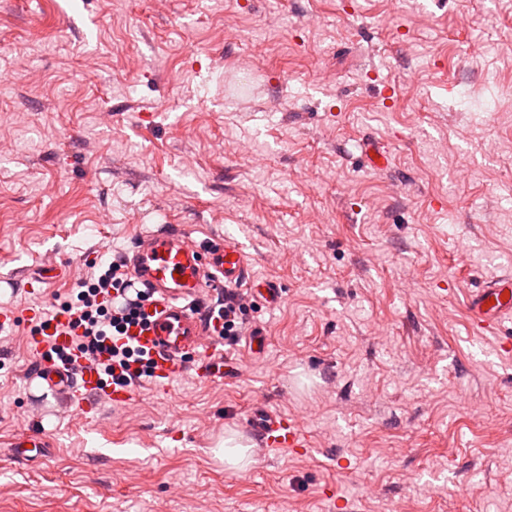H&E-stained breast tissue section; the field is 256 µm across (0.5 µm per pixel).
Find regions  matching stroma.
<instances>
[{"label": "stroma", "instance_id": "stroma-1", "mask_svg": "<svg viewBox=\"0 0 512 512\" xmlns=\"http://www.w3.org/2000/svg\"><path fill=\"white\" fill-rule=\"evenodd\" d=\"M164 224L278 285L261 353L67 415L29 311ZM509 272L512 0H0V512H512V320L465 307ZM259 399L312 451L229 468Z\"/></svg>", "mask_w": 512, "mask_h": 512}]
</instances>
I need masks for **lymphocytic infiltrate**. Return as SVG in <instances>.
Listing matches in <instances>:
<instances>
[{
    "instance_id": "obj_1",
    "label": "lymphocytic infiltrate",
    "mask_w": 512,
    "mask_h": 512,
    "mask_svg": "<svg viewBox=\"0 0 512 512\" xmlns=\"http://www.w3.org/2000/svg\"><path fill=\"white\" fill-rule=\"evenodd\" d=\"M129 285L120 261H111L101 269L88 268L78 279L71 300L59 306L60 312L69 314L75 331L72 348L51 347L57 360L66 361L71 350L95 365L113 383L132 388L142 386L153 376V364L122 338L131 325L136 324L139 310L145 300L137 295L122 308H114L112 297ZM207 320L214 335L225 342L236 343L249 323L245 294L242 289L224 287L210 302Z\"/></svg>"
}]
</instances>
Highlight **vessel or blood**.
Instances as JSON below:
<instances>
[{
	"label": "vessel or blood",
	"instance_id": "1",
	"mask_svg": "<svg viewBox=\"0 0 512 512\" xmlns=\"http://www.w3.org/2000/svg\"><path fill=\"white\" fill-rule=\"evenodd\" d=\"M125 264L131 281L151 296L145 304L149 324L143 329L132 328L129 340L148 353L154 384L162 389L190 370L204 381L222 374L224 360L216 354L217 338L206 320L207 301L215 289L243 286L268 306L282 301L277 285L253 273L243 244L233 238L220 243L199 241L180 227L163 225L141 236ZM467 310L479 333L512 319V276L497 277L471 292ZM67 323V316H57L51 323L50 336H31L28 355L35 363L33 377L59 396L74 416L93 417L96 408L92 399L96 396L113 406L128 407L133 400L132 389L105 384L95 366L83 361L73 367L46 358L49 343L70 345ZM191 355L196 357V365H189L187 358ZM245 428L258 453L311 450L301 424L263 402L253 404Z\"/></svg>",
	"mask_w": 512,
	"mask_h": 512
}]
</instances>
